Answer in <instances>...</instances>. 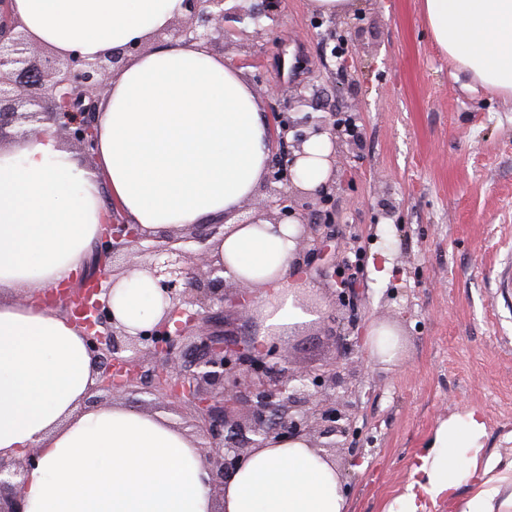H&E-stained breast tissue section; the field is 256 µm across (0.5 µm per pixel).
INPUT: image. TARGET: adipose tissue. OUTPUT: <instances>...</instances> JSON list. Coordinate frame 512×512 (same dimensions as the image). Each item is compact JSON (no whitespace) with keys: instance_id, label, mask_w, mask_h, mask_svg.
Wrapping results in <instances>:
<instances>
[{"instance_id":"adipose-tissue-1","label":"adipose tissue","mask_w":512,"mask_h":512,"mask_svg":"<svg viewBox=\"0 0 512 512\" xmlns=\"http://www.w3.org/2000/svg\"><path fill=\"white\" fill-rule=\"evenodd\" d=\"M422 8L440 51L512 99V0ZM11 9L31 42L59 56L146 46L99 101L93 165L50 124L0 148V459L38 455L25 512H349L341 473L306 440L253 449L218 500L196 440L169 419L122 404L86 407L96 373L83 331L38 299L85 272L107 202L151 231L225 220L212 252L225 278L254 288L258 342L288 338L319 314L298 298V224L238 220L272 150L250 81L208 49L151 40L184 14L183 0H12ZM332 153L327 135L305 142L298 188L331 179ZM110 303L132 333L168 307L143 271L120 279ZM485 435L470 413L441 421L386 512H420L440 497L455 512H512V450L485 448Z\"/></svg>"}]
</instances>
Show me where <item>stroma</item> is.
<instances>
[{
	"instance_id": "stroma-1",
	"label": "stroma",
	"mask_w": 512,
	"mask_h": 512,
	"mask_svg": "<svg viewBox=\"0 0 512 512\" xmlns=\"http://www.w3.org/2000/svg\"><path fill=\"white\" fill-rule=\"evenodd\" d=\"M308 0H285L286 47L259 39L244 69L265 86L316 81L323 104L351 114L360 142L337 165L331 255L361 254L346 306L330 280L307 274L305 297L322 317L293 336L292 361L318 367L338 354L332 337L388 323L401 333L396 364L368 346L354 398L351 448L337 453L350 512H384L408 481L437 424L474 412L486 448L512 446V101L456 68L435 44L422 0H359L338 18L348 67L325 54ZM392 198L396 220L379 202Z\"/></svg>"
}]
</instances>
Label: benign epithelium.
<instances>
[{
	"mask_svg": "<svg viewBox=\"0 0 512 512\" xmlns=\"http://www.w3.org/2000/svg\"><path fill=\"white\" fill-rule=\"evenodd\" d=\"M9 3L0 0V142L36 134L52 123L59 137L94 157L96 102L111 75L143 46L131 44L93 59L71 53L41 62L33 55L26 31L11 19ZM184 7L185 14L157 32L156 39L173 36L191 48L248 54L254 45L226 41L229 24L237 23L241 33L252 25L260 38L285 41L280 0H184ZM315 27L324 29L320 39L330 47L336 17L320 15ZM267 95L278 102L271 107L276 147L263 178L267 197L257 209L273 224L298 219L303 223L299 248L325 261L327 241L306 218L318 213L323 223H336L335 186L327 183L303 191L294 184L292 167L313 135L327 134L334 145L350 147L358 136L344 131L335 111L324 110L318 84L282 87ZM119 212L117 206L110 207L107 231L92 247L85 276L60 296L74 304L73 315L85 328L97 371L93 392L114 399L144 390L186 408L218 494L251 449L268 440L303 437L317 449L345 447L355 408L341 361L316 369L296 367L287 344L272 339L258 347L228 327V313H247L255 296L251 288L227 281L224 267L215 264L204 247L224 233V225H192L179 234L151 237L125 222ZM123 254L151 260L145 267L130 264L103 273ZM141 269L153 278L169 310L151 328L131 335L112 316L110 293L114 275L128 277ZM334 269L333 263L325 276L333 279L332 301L341 306L347 293ZM175 317L179 321L172 330ZM36 461L33 453L0 459V512H24L25 474Z\"/></svg>",
	"mask_w": 512,
	"mask_h": 512,
	"instance_id": "7a95c632",
	"label": "benign epithelium"
}]
</instances>
